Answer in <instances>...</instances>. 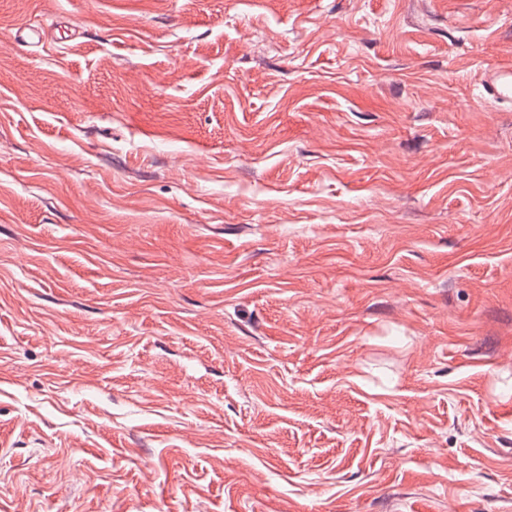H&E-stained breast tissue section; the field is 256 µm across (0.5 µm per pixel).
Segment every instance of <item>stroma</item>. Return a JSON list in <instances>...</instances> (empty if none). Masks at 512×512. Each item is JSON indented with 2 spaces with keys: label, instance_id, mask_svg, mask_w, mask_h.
<instances>
[{
  "label": "stroma",
  "instance_id": "35a3bbf8",
  "mask_svg": "<svg viewBox=\"0 0 512 512\" xmlns=\"http://www.w3.org/2000/svg\"><path fill=\"white\" fill-rule=\"evenodd\" d=\"M511 54L512 0H0V512H512ZM483 87L494 98H501L505 90L512 88V59L498 61L485 73Z\"/></svg>",
  "mask_w": 512,
  "mask_h": 512
}]
</instances>
